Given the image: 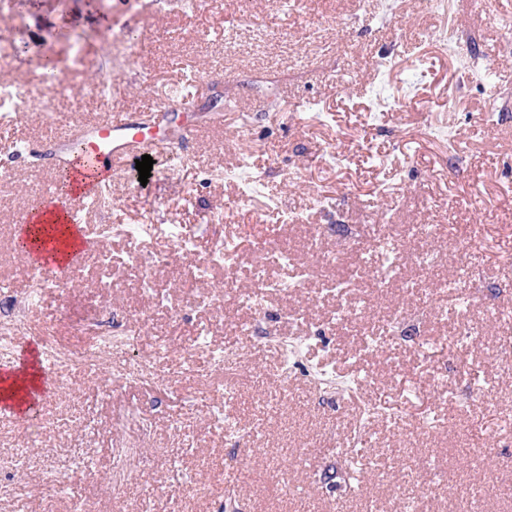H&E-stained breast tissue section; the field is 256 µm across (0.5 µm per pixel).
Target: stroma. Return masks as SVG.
I'll use <instances>...</instances> for the list:
<instances>
[{
  "mask_svg": "<svg viewBox=\"0 0 512 512\" xmlns=\"http://www.w3.org/2000/svg\"><path fill=\"white\" fill-rule=\"evenodd\" d=\"M132 32L131 54L100 36L103 15ZM460 34L458 56L443 54L421 30ZM87 40L82 66L68 59L67 34ZM0 39L31 50L0 65V84L33 98L0 124V324L23 305L35 276L11 247L21 214L57 176L15 150L38 138L50 97L70 121L147 111L177 98L183 111L210 114L222 93L221 130L186 145L157 138L154 165L140 183L135 164L112 176L106 198L85 214L103 248L155 267L157 303L134 269L108 292L96 256L49 290L37 325L61 341L90 344L92 323L113 309L139 327L137 351L152 356L158 380L111 378L108 368L73 376L37 405L34 419L0 421V460L31 455L14 475L0 473V512H40L26 485L55 477V500L89 512H512V0H30L0 9ZM59 62L42 78L41 56ZM492 62L458 81L459 57ZM496 106L494 121L486 109ZM469 229L460 245L449 226ZM198 257L230 248L231 259L198 278L174 248L173 233ZM287 243L298 264L316 269L307 288L269 293L262 313L281 335L308 336L289 376L275 347L242 330L249 310L234 292L254 286L248 271L264 240ZM318 249H311V239ZM435 262L417 288L391 283L349 331L336 326V301L322 290L324 253L349 246L352 261L382 258V245ZM469 251L481 275L477 294L439 289L458 277ZM197 295H212L208 307ZM378 336L377 352L360 350ZM245 347L248 383L224 391L212 364L225 346ZM365 373L357 397L314 391L313 372ZM418 369L448 392L405 399L401 381ZM379 407L367 426L366 457L355 464L347 439L361 404ZM150 419L142 436L141 419ZM247 477L227 485L225 474Z\"/></svg>",
  "mask_w": 512,
  "mask_h": 512,
  "instance_id": "obj_1",
  "label": "stroma"
}]
</instances>
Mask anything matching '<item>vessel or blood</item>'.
Listing matches in <instances>:
<instances>
[{"instance_id": "vessel-or-blood-1", "label": "vessel or blood", "mask_w": 512, "mask_h": 512, "mask_svg": "<svg viewBox=\"0 0 512 512\" xmlns=\"http://www.w3.org/2000/svg\"><path fill=\"white\" fill-rule=\"evenodd\" d=\"M175 110L174 104L159 103L154 115L145 122L135 119L132 113L121 112L82 127L73 123L65 125L30 142L29 150L38 153L48 168L76 176L80 187L66 193L53 189L42 192L39 206L20 219L21 228L12 242L14 251L40 256L41 271L47 276L80 266L100 246L79 217L82 206L98 196L106 179L105 169L123 168L158 136L181 142L196 131L195 122L175 119ZM58 218L70 224L77 235L76 245L59 261L54 258L56 242L47 240L35 244L28 234L31 225L49 224Z\"/></svg>"}]
</instances>
